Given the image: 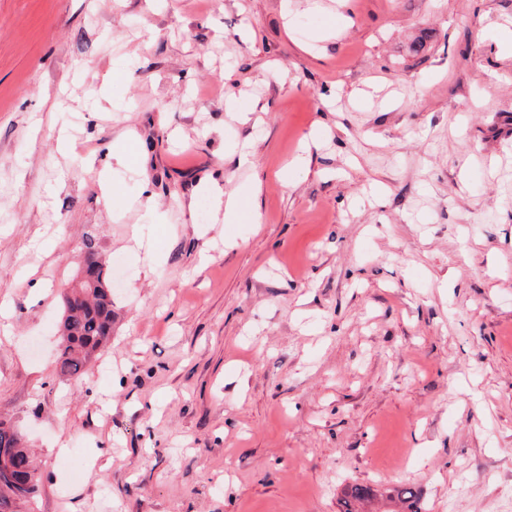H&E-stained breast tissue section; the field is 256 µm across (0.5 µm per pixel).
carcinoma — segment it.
Masks as SVG:
<instances>
[{
    "mask_svg": "<svg viewBox=\"0 0 512 512\" xmlns=\"http://www.w3.org/2000/svg\"><path fill=\"white\" fill-rule=\"evenodd\" d=\"M73 290L84 296V302L75 306L62 303L61 343L57 368L61 375L79 377L84 367L97 357L112 335V285L95 239L83 241L79 273ZM40 476L28 449L24 448L18 432L6 421L0 420V512H16L36 493ZM381 499L401 505L400 512H429L416 491L393 484L383 490L352 485L345 492L343 512H362L365 504Z\"/></svg>",
    "mask_w": 512,
    "mask_h": 512,
    "instance_id": "obj_1",
    "label": "carcinoma"
}]
</instances>
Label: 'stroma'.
<instances>
[{"instance_id": "35a3bbf8", "label": "stroma", "mask_w": 512, "mask_h": 512, "mask_svg": "<svg viewBox=\"0 0 512 512\" xmlns=\"http://www.w3.org/2000/svg\"><path fill=\"white\" fill-rule=\"evenodd\" d=\"M507 30L512 0H0V419L31 512H341L392 482L512 512ZM212 178L260 183L259 224L214 223ZM88 233L121 277L76 386Z\"/></svg>"}]
</instances>
